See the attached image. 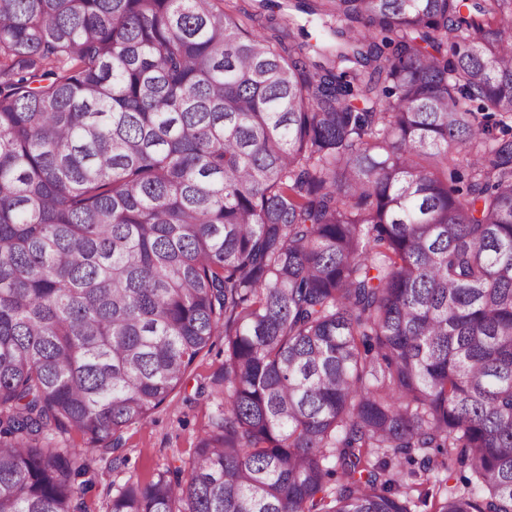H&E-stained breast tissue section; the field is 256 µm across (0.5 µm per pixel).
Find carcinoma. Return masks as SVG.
<instances>
[{"mask_svg":"<svg viewBox=\"0 0 512 512\" xmlns=\"http://www.w3.org/2000/svg\"><path fill=\"white\" fill-rule=\"evenodd\" d=\"M298 8L326 67L235 0H0V512H77L218 336L107 512H512V0ZM224 388V339L210 352L201 354L191 368L185 388L155 411L147 424H132L123 433L114 453H88L93 484L82 495L81 512H105L112 493L130 476L151 479L158 470L190 461L198 437L217 414ZM125 463L113 468L112 459Z\"/></svg>","mask_w":512,"mask_h":512,"instance_id":"carcinoma-1","label":"carcinoma"}]
</instances>
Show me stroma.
<instances>
[{"instance_id":"35a3bbf8","label":"stroma","mask_w":512,"mask_h":512,"mask_svg":"<svg viewBox=\"0 0 512 512\" xmlns=\"http://www.w3.org/2000/svg\"><path fill=\"white\" fill-rule=\"evenodd\" d=\"M273 12L260 10L257 0H237L242 11L302 28L304 42L322 47L327 36L317 17L300 12L296 0H275ZM224 387V345L216 343L193 364L184 388L155 411L146 424L123 433L117 453L89 454L92 486L81 498L82 512H106L115 489L128 478L146 481L157 471L189 461L199 436L217 414Z\"/></svg>"}]
</instances>
